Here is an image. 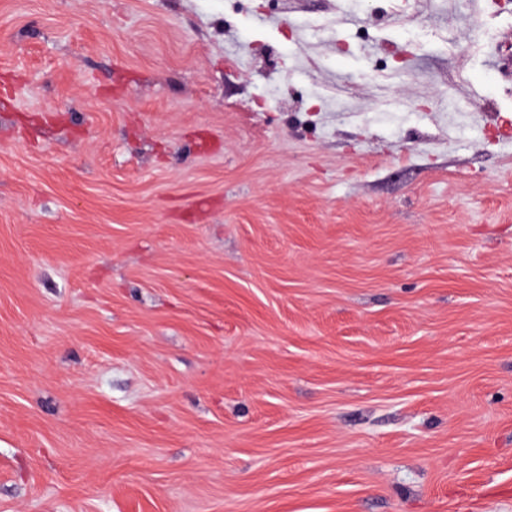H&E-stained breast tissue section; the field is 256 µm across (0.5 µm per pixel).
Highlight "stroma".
<instances>
[{
	"instance_id": "stroma-1",
	"label": "stroma",
	"mask_w": 512,
	"mask_h": 512,
	"mask_svg": "<svg viewBox=\"0 0 512 512\" xmlns=\"http://www.w3.org/2000/svg\"><path fill=\"white\" fill-rule=\"evenodd\" d=\"M512 0H0V512H512Z\"/></svg>"
}]
</instances>
